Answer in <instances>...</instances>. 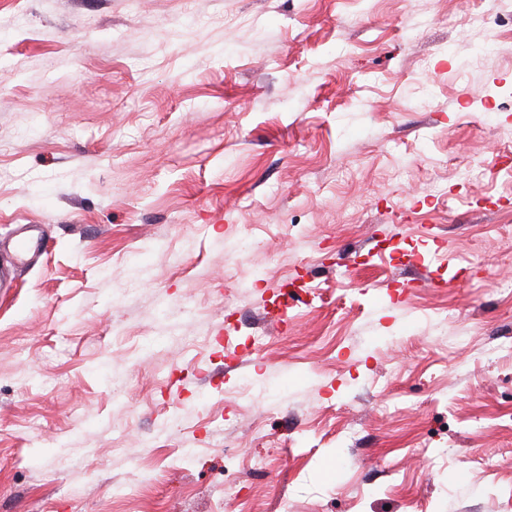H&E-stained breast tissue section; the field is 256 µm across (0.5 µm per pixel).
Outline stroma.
<instances>
[{
    "label": "stroma",
    "mask_w": 512,
    "mask_h": 512,
    "mask_svg": "<svg viewBox=\"0 0 512 512\" xmlns=\"http://www.w3.org/2000/svg\"><path fill=\"white\" fill-rule=\"evenodd\" d=\"M508 151L512 0H0V512H507Z\"/></svg>",
    "instance_id": "stroma-1"
}]
</instances>
